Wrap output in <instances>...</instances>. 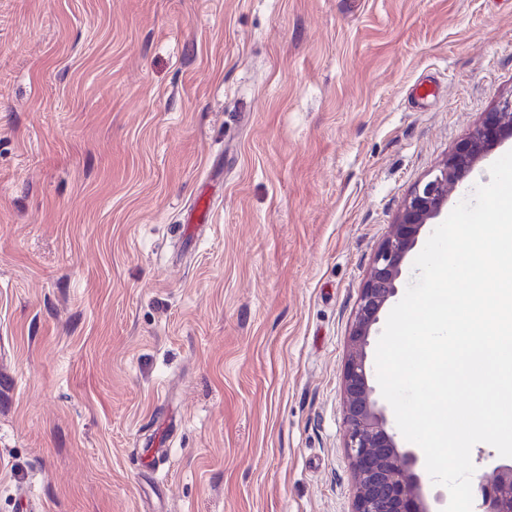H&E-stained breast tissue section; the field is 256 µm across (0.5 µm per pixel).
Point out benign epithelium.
Here are the masks:
<instances>
[{
    "instance_id": "1",
    "label": "benign epithelium",
    "mask_w": 512,
    "mask_h": 512,
    "mask_svg": "<svg viewBox=\"0 0 512 512\" xmlns=\"http://www.w3.org/2000/svg\"><path fill=\"white\" fill-rule=\"evenodd\" d=\"M512 134V96L499 100L480 124L405 198L393 231L375 253L350 332L352 355L344 365V448L355 480L353 512H433L427 501L418 448H402L376 395L366 348L380 313L397 295L408 252L424 225L438 217L476 162ZM476 512H512V464L493 467L479 485Z\"/></svg>"
}]
</instances>
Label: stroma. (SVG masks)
<instances>
[{
  "instance_id": "1",
  "label": "stroma",
  "mask_w": 512,
  "mask_h": 512,
  "mask_svg": "<svg viewBox=\"0 0 512 512\" xmlns=\"http://www.w3.org/2000/svg\"><path fill=\"white\" fill-rule=\"evenodd\" d=\"M512 0H0V512H352L342 370Z\"/></svg>"
}]
</instances>
